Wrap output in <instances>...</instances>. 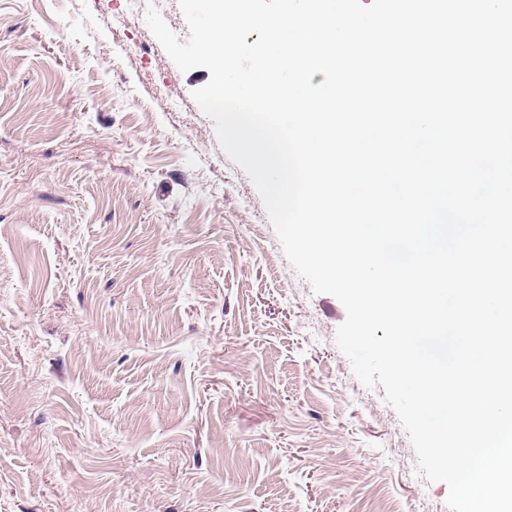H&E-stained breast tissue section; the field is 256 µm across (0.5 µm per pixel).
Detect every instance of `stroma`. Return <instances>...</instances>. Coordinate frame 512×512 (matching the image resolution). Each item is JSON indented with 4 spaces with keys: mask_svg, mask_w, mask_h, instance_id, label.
Returning <instances> with one entry per match:
<instances>
[{
    "mask_svg": "<svg viewBox=\"0 0 512 512\" xmlns=\"http://www.w3.org/2000/svg\"><path fill=\"white\" fill-rule=\"evenodd\" d=\"M209 79L124 0H0V512H448Z\"/></svg>",
    "mask_w": 512,
    "mask_h": 512,
    "instance_id": "stroma-1",
    "label": "stroma"
}]
</instances>
